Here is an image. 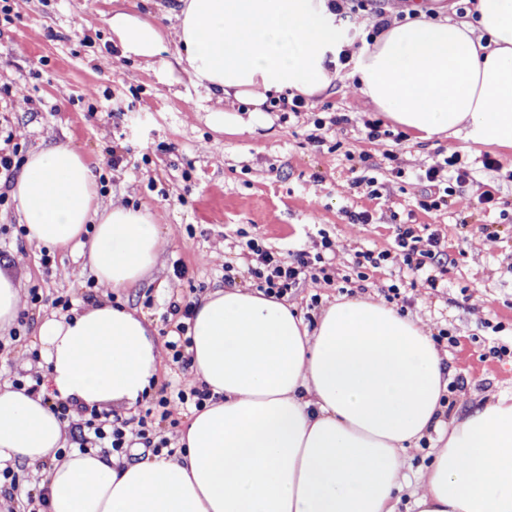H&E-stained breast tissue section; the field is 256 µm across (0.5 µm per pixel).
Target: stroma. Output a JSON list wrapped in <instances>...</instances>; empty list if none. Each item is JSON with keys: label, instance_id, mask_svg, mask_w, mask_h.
I'll return each instance as SVG.
<instances>
[{"label": "stroma", "instance_id": "stroma-1", "mask_svg": "<svg viewBox=\"0 0 512 512\" xmlns=\"http://www.w3.org/2000/svg\"><path fill=\"white\" fill-rule=\"evenodd\" d=\"M169 0H18L0 13V151L26 157L58 143L80 147L93 167L103 203L149 208L166 240L156 266L139 288L95 286L80 250L53 252L44 265L40 248L20 232L12 196L0 201V268L10 269L23 291L37 290L27 304L18 337L0 354V382L37 369L35 331L52 314L53 300L72 306L89 299L117 301L146 314L158 333L174 328L173 305H185L223 286L224 267L234 282L252 286L242 236L262 239L285 253L319 251L322 236L336 244L332 284H300L287 302L306 324L322 304L345 296L381 299L390 269L352 281L357 250L382 251L394 244L396 227L414 225L420 236L439 233L446 292L403 285L406 313L431 333L448 330L456 344L439 350L451 372L454 398L486 400L512 394V357L489 349H512V149L485 148L455 138L414 143L384 119L342 74L327 91L306 100L299 114L281 102L264 108L265 126L218 133L209 123L221 110L216 98L188 82L174 65V20ZM138 15L163 36L165 52L153 65L126 57L106 23L112 10ZM322 128H315L316 119ZM381 121L387 134L368 139L367 122ZM320 142H312V133ZM396 161H388L386 152ZM460 152L475 187L484 183L493 203L474 189L453 193L447 205L425 211L418 199L443 195L444 183L421 181L425 170ZM368 162H361V155ZM499 163L484 168V156ZM376 185H368V178ZM445 195V194H444ZM365 212L370 223H351ZM319 304H312V296Z\"/></svg>", "mask_w": 512, "mask_h": 512}]
</instances>
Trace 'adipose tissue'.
I'll use <instances>...</instances> for the list:
<instances>
[{
  "label": "adipose tissue",
  "mask_w": 512,
  "mask_h": 512,
  "mask_svg": "<svg viewBox=\"0 0 512 512\" xmlns=\"http://www.w3.org/2000/svg\"><path fill=\"white\" fill-rule=\"evenodd\" d=\"M330 0H175L176 62L189 82L245 114L211 113L244 131L270 100L327 90L348 41ZM477 22L393 23L354 53L359 91L414 139L460 137L512 148V0H478ZM107 23L127 56L162 50L151 22ZM26 239L86 250L105 288H137L157 262L153 213L103 205L81 150L28 154L12 185ZM187 335L192 411L175 455L138 462L67 451L66 423L42 395L0 383V469L43 464L47 512H512V395L459 404L420 322L384 303L338 299L308 328L287 303L236 285L208 291ZM39 353L54 394L82 407H136L162 364L145 314L109 301L43 319ZM435 437L410 480L408 451Z\"/></svg>",
  "instance_id": "adipose-tissue-1"
}]
</instances>
